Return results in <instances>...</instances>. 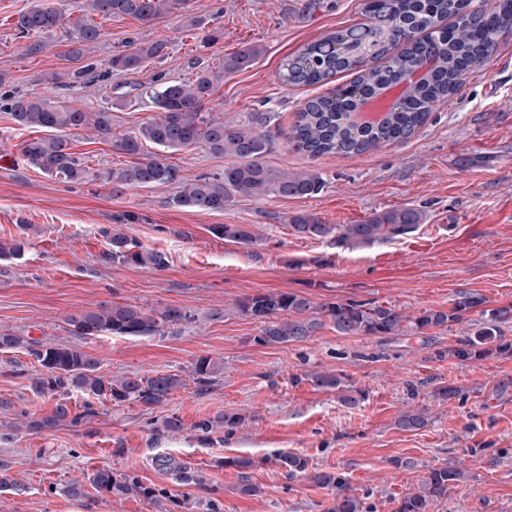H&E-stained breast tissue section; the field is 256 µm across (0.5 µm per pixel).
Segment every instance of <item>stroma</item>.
<instances>
[{
  "instance_id": "1",
  "label": "stroma",
  "mask_w": 512,
  "mask_h": 512,
  "mask_svg": "<svg viewBox=\"0 0 512 512\" xmlns=\"http://www.w3.org/2000/svg\"><path fill=\"white\" fill-rule=\"evenodd\" d=\"M43 3L77 16V0H0V73L13 92L56 95L45 73L64 67L63 34L43 36L44 50L24 55L15 21L21 10ZM366 0H189V12L221 29L214 42L182 25L178 15L146 23L112 20L90 55L107 73L113 54L140 43L166 40L168 53L136 74L137 82L183 81L200 68L217 66L224 55L251 44L261 54L248 70L224 76L209 103L215 117L239 128L257 112L273 115L272 126L289 129L316 88L286 86L279 65L284 56L329 32L363 21ZM80 104L109 109L115 132L134 130L155 112L147 99L112 100L97 86L78 89ZM33 130L14 125L0 111V239L18 236L19 223L35 225L21 256L0 259V332L67 344L95 355L109 376L126 373L181 375L186 384L158 409L137 405L99 407L81 427L40 432L16 429L22 415L51 413L55 398L33 397L16 365L34 367L23 350L0 353V466L27 486L23 494L0 490V512H156L151 502L117 498L87 489L80 498L62 494L69 480L107 467L135 474L144 484L181 496L184 488L152 459L169 454L201 471L207 486L200 498L217 499L222 512H324L330 499L307 475L285 477L267 456L303 454L313 470L342 472L373 512H393L394 498L417 487L429 468L448 461L461 465L467 480L435 512H512V357H487L464 365L444 352L465 326L433 330L429 341L344 337L323 329L310 340L279 346L256 343L258 320L239 315L234 304L247 295L295 291L321 304L344 300L386 302L406 312L448 308L458 292L483 295L488 307L512 301V36L458 93L441 103L426 124L403 143L362 155L311 158L277 139L265 161L286 171L312 170L325 181L312 197H238L223 211L199 213L174 207L171 184L134 187L123 193L90 179L66 183L29 167L21 144ZM75 152L94 169L120 168L126 155L111 141L85 132L71 135ZM182 180L223 176L227 158L197 147L165 151ZM397 207L424 210L425 221L405 238L358 250L333 239L296 236L288 218L316 214L328 224H351ZM130 211L138 224L122 231L142 246L163 253L160 270L102 264L101 228L114 214ZM214 224H244L251 244L214 237ZM131 304L161 311L184 308L188 323L155 337L73 335L68 314L103 304ZM223 360L224 374L208 394L190 383L194 362ZM329 371L361 391L357 406L336 393L319 391L303 374ZM452 383L463 402H439L435 388ZM427 408L430 423L402 431L395 420L407 407ZM242 414L244 424L227 441H200L197 421L217 412ZM177 414L184 431L156 434L159 417ZM251 457V480L262 492L239 491L227 457ZM416 465L397 469L393 458Z\"/></svg>"
}]
</instances>
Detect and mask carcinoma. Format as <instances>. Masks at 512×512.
Listing matches in <instances>:
<instances>
[{
	"label": "carcinoma",
	"instance_id": "cac0c4a2",
	"mask_svg": "<svg viewBox=\"0 0 512 512\" xmlns=\"http://www.w3.org/2000/svg\"><path fill=\"white\" fill-rule=\"evenodd\" d=\"M185 0H82L81 16L64 26L62 17L51 6H36L19 14L17 37L26 39L24 54L36 55L43 48L41 37L57 28L65 29L63 56L77 65L75 78L98 76L83 62L102 36L103 24L125 16L145 22L168 17ZM450 24L440 26L444 21ZM512 32V0H497L494 6L473 0H368L365 20L338 28L323 38L306 44L282 59L283 78L289 86L325 85L336 74L356 72L349 83L307 100L288 131L286 140L298 152L312 157L336 154L351 156L366 153L382 144L398 143L410 138L428 119L433 109L448 101L462 86L464 77L493 54L501 39ZM261 54L255 45H245L227 54L218 69L203 67L194 79L179 82H154L148 86L131 83L129 88L151 101L158 116L141 123L134 131L122 135L112 132V113L95 111L73 103L71 99L55 100L38 94H15L0 104L10 120L22 129H37L45 135L22 144L27 164L43 174L65 182L99 179L121 193L128 187L178 184L172 205L200 212H222L235 196L247 198H303L318 194L324 182L315 171L288 172L268 166L263 157L270 151L273 136L256 129L229 126L206 108L219 80L251 68ZM167 55L162 40L144 42L131 52L112 55L109 69L119 75H132L149 62ZM425 57L436 59L435 68L424 79L408 88L397 108L377 123L357 120L356 110L363 103L360 95L376 96L395 84L400 76L417 68ZM90 130L95 136L113 140L117 150L131 158L118 169L92 173L84 158L78 156L70 139L72 130ZM154 145L164 150L203 147L214 156L235 159L224 168L222 178H199L185 182L179 171L165 162L163 155L146 154L145 147ZM115 227H104L101 235L108 249L100 254L105 265H135L159 270L165 257L143 247L118 230L124 224H135L139 216L123 212L112 216ZM423 212L413 207H397L375 214L355 224H326L307 212L289 217V229L296 235L312 239L331 238L347 249L370 246L376 242L394 241L415 231L423 223ZM217 238L248 244L252 234L242 224H214L209 228ZM28 245L27 239L0 240V257L17 256ZM485 298L463 291L457 294L448 310L424 309L408 314L404 309L377 301L345 300L315 304L296 292L277 291L245 296L235 301L242 316L264 323L255 341L262 345H287L311 339L328 326L340 336H421L432 329L460 323L465 315L478 312L463 336L448 349V358L459 364L489 356H512V341L503 335V327L512 324V304L485 307ZM190 319L182 308L168 306L150 314L132 305L111 304L68 315L69 330L77 336L152 337L163 329L178 326ZM23 349L38 363L41 371L26 375L28 390L37 397L62 395L51 414L23 423L29 431L60 425L79 427L98 416L94 402L121 406L142 405L148 409L163 406L175 390L185 385L178 374L139 373L119 377L101 371L95 356L77 347L47 344L38 339L0 333V351ZM224 374V364L210 357H200L192 369L197 392L205 394ZM307 381L319 390L340 394L347 407L359 403L350 390H344L341 377L330 372L311 373ZM86 397L81 411L68 402L72 393ZM244 422L238 413L219 412L193 425L198 437L213 439L216 433L229 437ZM429 422L425 409L406 410L395 425L404 431H418ZM184 430L182 418L176 414L160 417L156 432L176 435ZM155 467L171 473L185 487H199L204 476L170 455L153 458ZM285 476L310 473V479L331 492L325 512H369L364 500L356 495L341 472L308 471L309 460L294 452H280L270 459ZM224 465L239 470L240 492L247 496L261 493L250 482L248 470L257 466L250 457L227 458ZM466 479V473L452 462L431 468L413 491L394 500V512H434L448 498V491ZM98 491L116 497H142L151 501L157 512H171L174 500L167 492L146 486L136 477L109 468H100L87 477ZM0 489L20 493L25 484L8 469L0 470ZM186 512H217L214 500L195 499L189 493L180 500Z\"/></svg>",
	"mask_w": 512,
	"mask_h": 512
}]
</instances>
